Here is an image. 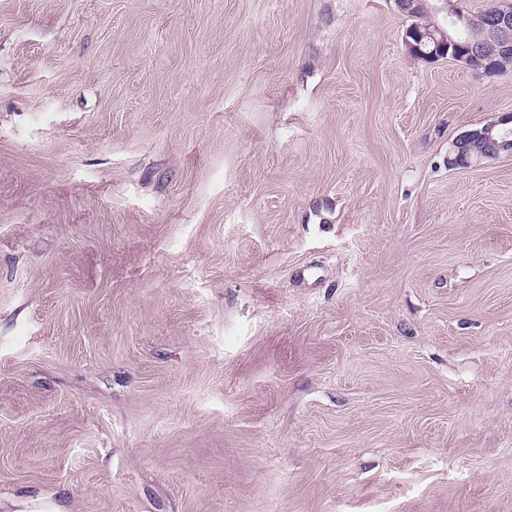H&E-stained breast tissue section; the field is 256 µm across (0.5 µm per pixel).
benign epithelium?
Instances as JSON below:
<instances>
[{"mask_svg":"<svg viewBox=\"0 0 512 512\" xmlns=\"http://www.w3.org/2000/svg\"><path fill=\"white\" fill-rule=\"evenodd\" d=\"M435 2V10L446 11L451 24L431 23L423 29H407L404 42L414 57L420 60L450 57L467 67L478 62L491 71L496 67L498 57L512 53V0H495V7L480 18L485 43L479 48L462 43L453 35L457 27L470 26L474 19L458 11L453 0ZM509 122L512 123V117L460 136L454 143V156L450 161L467 168L503 153L512 154V128H504Z\"/></svg>","mask_w":512,"mask_h":512,"instance_id":"obj_1","label":"benign epithelium"}]
</instances>
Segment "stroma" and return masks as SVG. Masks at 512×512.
<instances>
[{
  "label": "stroma",
  "instance_id": "1",
  "mask_svg": "<svg viewBox=\"0 0 512 512\" xmlns=\"http://www.w3.org/2000/svg\"><path fill=\"white\" fill-rule=\"evenodd\" d=\"M395 0H0V512H512V113ZM508 122L512 124V113L510 118L502 119L498 124L491 123L460 136L454 143V156L448 160L467 168L481 165L503 153L512 154V127H499Z\"/></svg>",
  "mask_w": 512,
  "mask_h": 512
}]
</instances>
